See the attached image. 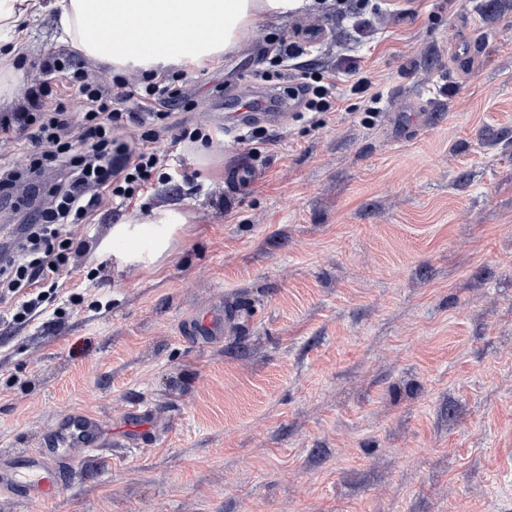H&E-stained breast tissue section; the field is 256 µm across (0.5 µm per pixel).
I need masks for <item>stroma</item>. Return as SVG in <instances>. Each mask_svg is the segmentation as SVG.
Segmentation results:
<instances>
[{"instance_id":"obj_1","label":"stroma","mask_w":512,"mask_h":512,"mask_svg":"<svg viewBox=\"0 0 512 512\" xmlns=\"http://www.w3.org/2000/svg\"><path fill=\"white\" fill-rule=\"evenodd\" d=\"M383 95L370 116L289 113L262 137L227 113L263 85L262 19L220 63L184 74L159 145L189 179L124 213L177 203L191 235L159 273L96 249L116 218L71 225L86 253L37 319L0 317V449L35 448L73 412L118 428L136 405L146 444L112 436L48 503L0 512H512V0H411L359 39L306 11ZM32 26L25 88L70 52ZM214 137L208 162L182 131ZM224 303V334L185 336Z\"/></svg>"}]
</instances>
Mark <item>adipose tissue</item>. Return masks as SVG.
Wrapping results in <instances>:
<instances>
[{"instance_id": "obj_1", "label": "adipose tissue", "mask_w": 512, "mask_h": 512, "mask_svg": "<svg viewBox=\"0 0 512 512\" xmlns=\"http://www.w3.org/2000/svg\"><path fill=\"white\" fill-rule=\"evenodd\" d=\"M306 0H0V107L10 106L25 79L16 59L28 48V24L54 15L63 40L116 72L160 75L219 62L248 41L259 19L291 14ZM169 206L112 225L102 256L137 268L166 260L188 237Z\"/></svg>"}]
</instances>
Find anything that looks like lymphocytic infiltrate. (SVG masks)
Listing matches in <instances>:
<instances>
[{"label": "lymphocytic infiltrate", "instance_id": "lymphocytic-infiltrate-1", "mask_svg": "<svg viewBox=\"0 0 512 512\" xmlns=\"http://www.w3.org/2000/svg\"><path fill=\"white\" fill-rule=\"evenodd\" d=\"M335 8L338 16L356 19L363 38L377 33L386 16L380 0H336ZM309 52L308 46L282 40L273 56L276 65L291 67L288 81L295 94L304 96L307 111H335L342 78L347 95L362 100L366 112H376L381 96L349 48H341L334 71L328 73L299 64V57ZM41 69L60 77L64 90L77 92L81 116L73 118L63 103L42 98L38 111L0 117L1 145H48L29 170L32 195L21 228L6 232L7 242L0 245V302L10 301L11 319L19 324L43 313L58 287L67 257L54 245L67 242L68 226L91 223L107 203L115 211L125 210L152 188L163 161L155 127L187 98L165 77L131 82L120 76V92L112 94L72 55H52ZM128 125L143 130L133 149L115 136L116 129Z\"/></svg>", "mask_w": 512, "mask_h": 512}]
</instances>
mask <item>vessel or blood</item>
I'll use <instances>...</instances> for the list:
<instances>
[{
	"label": "vessel or blood",
	"instance_id": "obj_1",
	"mask_svg": "<svg viewBox=\"0 0 512 512\" xmlns=\"http://www.w3.org/2000/svg\"><path fill=\"white\" fill-rule=\"evenodd\" d=\"M237 107L244 119L280 121L286 111L296 110V103L264 88L248 87L238 95ZM187 335L203 341L224 333V310L213 307L195 317L186 327ZM153 420L139 407L130 408L124 416L123 431L139 441H148ZM105 431L94 416L75 412L51 435L48 444L25 452H0V494L28 500L50 502L59 490V477L65 465L77 457H88L100 451Z\"/></svg>",
	"mask_w": 512,
	"mask_h": 512
}]
</instances>
